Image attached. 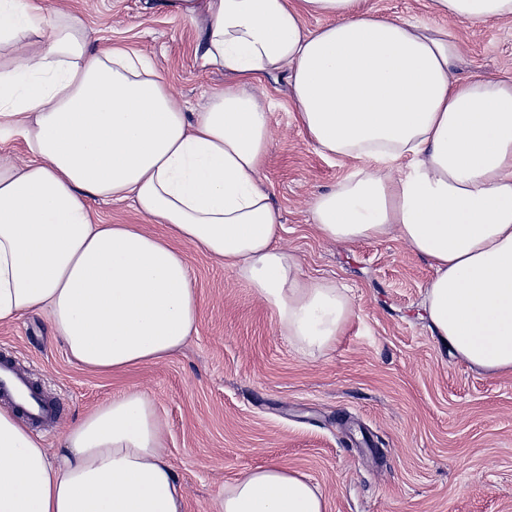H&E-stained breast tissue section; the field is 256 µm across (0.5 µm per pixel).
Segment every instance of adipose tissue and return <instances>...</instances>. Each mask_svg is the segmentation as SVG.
<instances>
[{"label": "adipose tissue", "instance_id": "obj_1", "mask_svg": "<svg viewBox=\"0 0 512 512\" xmlns=\"http://www.w3.org/2000/svg\"><path fill=\"white\" fill-rule=\"evenodd\" d=\"M364 0H160L204 19L207 63L233 76L204 111H183L148 60L96 44L78 14L0 0V323L45 313L68 355L119 373L188 339L198 297L186 248L222 262L306 356L354 315L345 289L305 278L278 246L261 182L272 106L249 92L286 74L293 120L324 155L357 167L310 205L325 240L391 235L434 270L422 302L450 353L512 373V79L451 76L453 38ZM435 14L488 23L512 0H430ZM324 16L310 29L305 17ZM132 200L164 225L102 224L93 203ZM42 436L0 407V512H183L152 402L130 389ZM302 473L277 464L224 488L220 512H327Z\"/></svg>", "mask_w": 512, "mask_h": 512}]
</instances>
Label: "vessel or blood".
<instances>
[{
	"mask_svg": "<svg viewBox=\"0 0 512 512\" xmlns=\"http://www.w3.org/2000/svg\"><path fill=\"white\" fill-rule=\"evenodd\" d=\"M0 397L13 399L21 413L34 426H52L60 414V405L37 388L10 356L0 357Z\"/></svg>",
	"mask_w": 512,
	"mask_h": 512,
	"instance_id": "1",
	"label": "vessel or blood"
}]
</instances>
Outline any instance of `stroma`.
<instances>
[{
	"instance_id": "obj_1",
	"label": "stroma",
	"mask_w": 512,
	"mask_h": 512,
	"mask_svg": "<svg viewBox=\"0 0 512 512\" xmlns=\"http://www.w3.org/2000/svg\"><path fill=\"white\" fill-rule=\"evenodd\" d=\"M92 36L149 59L198 112L230 83L205 64L202 23L151 9L149 0H67ZM389 17L448 29L456 77H512V20L470 24L434 15L428 0H367ZM271 98L273 144L261 180L306 277L348 288L355 315L333 348L298 352L252 288L188 249L199 298L195 329L169 358L119 374L70 361L45 315L0 323V354L55 397L63 411L43 439L58 452L65 430L135 388L166 425L184 512H218L224 487L276 463L317 483L328 512H512V374L489 375L449 355L421 306L433 276L399 238L321 239L315 196L352 169L321 155L290 118L285 75L253 83Z\"/></svg>"
}]
</instances>
